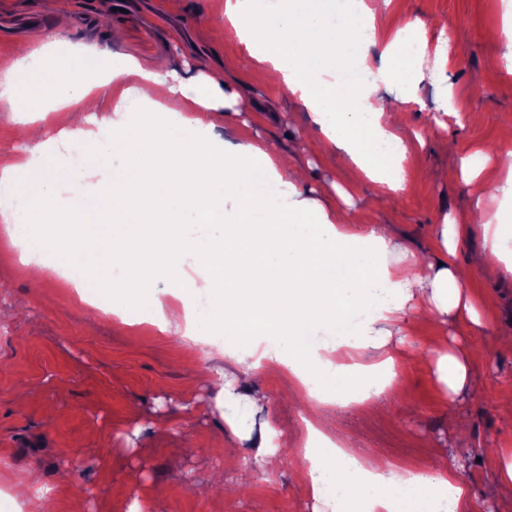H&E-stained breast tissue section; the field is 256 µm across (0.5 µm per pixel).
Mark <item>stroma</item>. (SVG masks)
Here are the masks:
<instances>
[{
    "instance_id": "obj_1",
    "label": "stroma",
    "mask_w": 512,
    "mask_h": 512,
    "mask_svg": "<svg viewBox=\"0 0 512 512\" xmlns=\"http://www.w3.org/2000/svg\"><path fill=\"white\" fill-rule=\"evenodd\" d=\"M56 2L0 0V73L34 28L55 50L46 67L66 83L84 78L80 69L60 68V54L77 43L107 44L114 54L139 60L216 59L229 90L247 89L254 100L250 110L230 115L223 137L255 138L282 150L307 139L299 161L315 197L339 201L349 178L320 155L306 111L279 106L278 86L252 66L234 35L214 39V30L224 27V0H70L64 31L56 24ZM390 11L422 22V69H444L446 79L427 77L405 105L413 138L403 191L374 207L361 188L346 207L363 223L390 226L409 252L432 258L445 216L466 221L476 205L491 214L499 205L494 170L470 182L460 167L477 150L492 157L512 151V73L487 65L500 51L512 0H392ZM112 27L123 31L122 42L110 43ZM445 97L452 112L439 107ZM483 249L480 225L469 224L456 260L475 270L469 292L482 304L481 325L438 315L391 337L392 346L415 348L421 357L399 363L404 391L386 414L347 404L340 390L326 409L357 453L379 448L417 472L449 464L477 512H512V500L497 494L492 459L494 450L512 448V414L500 408L512 398V349L495 342L512 336V274L480 270ZM453 341L471 351L469 382L456 395L434 368L438 350ZM197 366L219 369L243 395L259 398L258 407L229 427L214 391L193 383ZM310 403L277 370L240 374L216 344L188 360L179 335L118 325L106 311L77 303L51 270L33 278L0 222V488L10 489L11 471L38 466L53 488L41 512H126L133 475L141 494L165 497L167 512H312L297 478L301 455L271 464L257 457L247 437L268 423L297 442ZM228 446L240 449L238 465L225 464ZM76 483L88 487L85 503L73 495Z\"/></svg>"
}]
</instances>
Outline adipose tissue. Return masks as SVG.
Instances as JSON below:
<instances>
[{"label":"adipose tissue","mask_w":512,"mask_h":512,"mask_svg":"<svg viewBox=\"0 0 512 512\" xmlns=\"http://www.w3.org/2000/svg\"><path fill=\"white\" fill-rule=\"evenodd\" d=\"M390 3L362 0L352 13L342 0H224V16L249 57L307 110L322 154L341 156L378 198L403 190L408 150L407 98L381 88L410 83L421 49V22L399 20L385 67L374 68L367 47ZM45 52L41 33L30 31L0 75V100L20 136L38 142L31 155H0V190L11 199L0 218L26 242V265L39 266L48 253L77 259L84 289L111 288L121 323L181 330L196 352L223 337L225 356L241 372L268 365L316 400L351 389L349 375L360 367L386 372V387L397 388L401 355L388 338L403 334L407 311L479 323L469 293L473 273L454 261L458 224L439 227L441 260L421 263L387 226L354 223L345 209L311 198L287 152L255 139L224 140L219 129L229 113L250 109L252 101L245 93L224 95L218 63L177 80L166 60L144 63L94 48L108 61L106 77L117 94L110 122L48 137L27 117L33 99L92 112L96 98L82 82L63 89L41 77L37 63ZM353 64L370 77L349 86L340 75ZM148 90L158 106L146 127L128 101ZM172 102L186 105L187 115L170 112ZM64 140L77 142L79 160L58 152ZM89 174L108 193L87 205ZM229 199L235 208L228 214ZM40 219L44 233L31 240L27 229ZM483 234L486 271L512 273V236L500 215L485 219ZM162 279L167 288H158ZM198 296L208 298L213 316L195 317ZM303 423L299 476L313 512H350L355 497L369 512H433L442 496L454 512L466 508L469 492L448 468L415 473L374 454L361 462L334 439L318 407Z\"/></svg>","instance_id":"adipose-tissue-1"}]
</instances>
